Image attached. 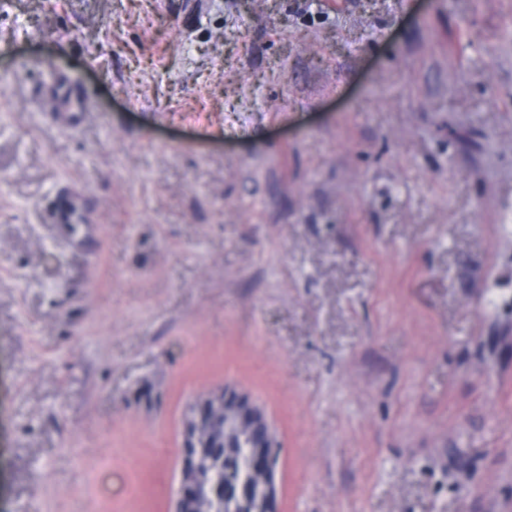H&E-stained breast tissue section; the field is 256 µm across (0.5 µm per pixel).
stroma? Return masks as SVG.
Returning a JSON list of instances; mask_svg holds the SVG:
<instances>
[{
  "instance_id": "35a3bbf8",
  "label": "stroma",
  "mask_w": 512,
  "mask_h": 512,
  "mask_svg": "<svg viewBox=\"0 0 512 512\" xmlns=\"http://www.w3.org/2000/svg\"><path fill=\"white\" fill-rule=\"evenodd\" d=\"M1 173L0 512H175L213 389L278 512H512V0H0ZM46 67L55 76V96L57 109L50 112L52 119L56 122L74 123L81 120L86 112V102L80 90L67 78L54 70L49 62ZM50 220L51 224L67 225L84 237L91 235L95 222L78 184L70 183L60 188L51 207ZM232 416L239 429L254 434L253 469L271 488L267 511H276V490L273 480L276 457L272 449L271 432L261 412L245 397L212 393L200 398L187 419L181 453V486L178 512H199L200 491L190 477L193 448L200 434L216 432L227 425Z\"/></svg>"
}]
</instances>
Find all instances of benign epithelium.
I'll list each match as a JSON object with an SVG mask.
<instances>
[{
  "label": "benign epithelium",
  "instance_id": "benign-epithelium-1",
  "mask_svg": "<svg viewBox=\"0 0 512 512\" xmlns=\"http://www.w3.org/2000/svg\"><path fill=\"white\" fill-rule=\"evenodd\" d=\"M233 418L239 429H246L254 434L253 469L271 488L267 501V512H276V490L273 480L276 457L272 449L270 429L261 412L245 397L229 396L224 393H212L200 398L187 419L181 453V486L178 512H198L200 491L190 477L193 461V448L197 437L203 433L216 432L227 425L228 418ZM207 494L215 501L234 497L248 504V495L244 488L215 484L208 488Z\"/></svg>",
  "mask_w": 512,
  "mask_h": 512
}]
</instances>
